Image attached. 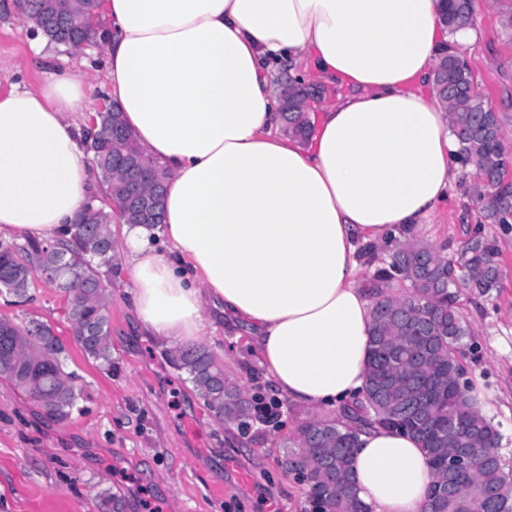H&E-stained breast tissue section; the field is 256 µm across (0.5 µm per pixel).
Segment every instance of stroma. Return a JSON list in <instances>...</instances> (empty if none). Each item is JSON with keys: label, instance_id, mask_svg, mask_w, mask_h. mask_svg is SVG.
<instances>
[{"label": "stroma", "instance_id": "35a3bbf8", "mask_svg": "<svg viewBox=\"0 0 512 512\" xmlns=\"http://www.w3.org/2000/svg\"><path fill=\"white\" fill-rule=\"evenodd\" d=\"M476 41L463 54L474 83L497 112L512 156V0H475ZM14 9L0 7V92L17 84L39 88L49 72L77 73L98 85L104 48L71 50L45 44ZM475 167L461 168L431 223L416 236L443 254H457L480 218ZM484 235L499 251L500 283L490 294L465 293L472 329L465 360L468 380H480L496 405L499 453L512 469V223L488 224ZM126 271L112 278L111 373L100 371L70 341L63 296L34 277L25 302L0 295V319L48 322L65 339L67 369L81 392L68 423L50 419L31 398L0 379V512H98L97 492L108 487L122 512H313L306 487L280 465L311 412L283 402L278 426L252 422L248 434L222 424L193 385L163 355L164 342L140 333L130 309ZM203 344L244 392L276 394L246 325L217 322Z\"/></svg>", "mask_w": 512, "mask_h": 512}]
</instances>
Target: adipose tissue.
<instances>
[{
  "label": "adipose tissue",
  "mask_w": 512,
  "mask_h": 512,
  "mask_svg": "<svg viewBox=\"0 0 512 512\" xmlns=\"http://www.w3.org/2000/svg\"><path fill=\"white\" fill-rule=\"evenodd\" d=\"M441 0H107L103 80L70 72L0 94V235L55 241L87 202L93 92L164 167L162 246L125 224L116 249L140 331L199 342L204 305L245 322L276 390L316 411L366 384L372 300L359 244L429 222L458 165L432 69L471 45ZM344 87L309 142L280 119V66ZM373 512H424L433 471L413 436L365 430L353 455Z\"/></svg>",
  "instance_id": "adipose-tissue-1"
}]
</instances>
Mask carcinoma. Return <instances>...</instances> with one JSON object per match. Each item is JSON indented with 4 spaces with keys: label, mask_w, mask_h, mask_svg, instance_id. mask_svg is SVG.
<instances>
[{
    "label": "carcinoma",
    "mask_w": 512,
    "mask_h": 512,
    "mask_svg": "<svg viewBox=\"0 0 512 512\" xmlns=\"http://www.w3.org/2000/svg\"><path fill=\"white\" fill-rule=\"evenodd\" d=\"M96 0H27L23 19L48 40L58 43L64 21L78 13L95 14ZM474 0H445L449 30L468 22ZM433 83L453 89L450 125L463 165L478 169L476 200L484 218L507 223L512 212V186L506 184L504 133L497 113L474 84L470 69L457 54L444 56ZM284 132L304 141L313 130L310 113H282ZM94 133L85 145L92 153L101 182L110 196L123 197L127 178L112 181V154L140 164L154 185L152 198L157 229L162 224L167 172L147 158L122 113L99 112ZM85 223L71 224L67 239L53 244H0V292L27 298L34 269L53 271L52 284L66 299L72 339L83 355L112 373L109 287L117 272L112 223L137 224L139 210L118 216L89 201ZM475 227L455 258L402 229L387 242L390 261L378 269L369 286L373 303L368 378L362 398L337 418H311L302 425L295 449L282 465L308 486L317 512H372L360 497L351 465L358 435L372 426L411 433L426 452L434 481L426 512H512V478L498 452L502 435L494 420L481 414L467 395L460 357L471 336L460 297L464 290L486 294L498 287L496 246ZM172 366L188 375L205 406L220 422L250 429L254 405L224 375V366L203 345L168 351ZM67 350L46 322L19 325L0 320V378L36 401L59 422L72 418L79 398L74 375L66 371ZM473 452L470 467L448 473V452ZM100 512H120L111 488L97 494Z\"/></svg>",
    "instance_id": "carcinoma-1"
}]
</instances>
